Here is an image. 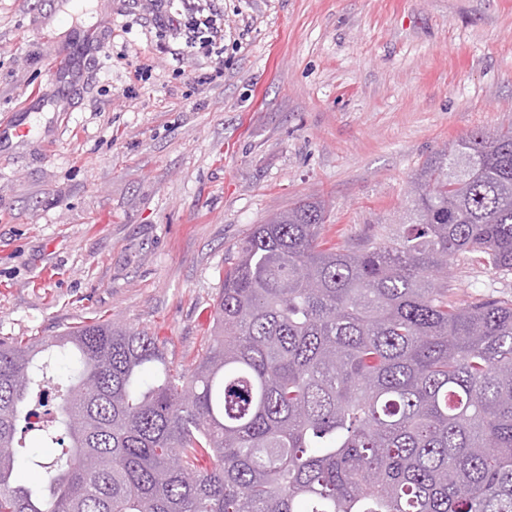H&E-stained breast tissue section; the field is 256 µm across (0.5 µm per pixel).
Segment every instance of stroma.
Listing matches in <instances>:
<instances>
[{"mask_svg":"<svg viewBox=\"0 0 512 512\" xmlns=\"http://www.w3.org/2000/svg\"><path fill=\"white\" fill-rule=\"evenodd\" d=\"M224 76L153 51L151 0H0V341L102 317L190 369L227 258L325 201L328 243L401 224L446 144L512 122V0H213ZM56 42L76 43L64 85ZM151 68L133 81L136 66ZM453 301L512 300L473 255Z\"/></svg>","mask_w":512,"mask_h":512,"instance_id":"stroma-1","label":"stroma"}]
</instances>
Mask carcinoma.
Instances as JSON below:
<instances>
[{
  "mask_svg": "<svg viewBox=\"0 0 512 512\" xmlns=\"http://www.w3.org/2000/svg\"><path fill=\"white\" fill-rule=\"evenodd\" d=\"M411 212L354 244L317 198L256 225L187 372L110 319L0 343V512H512V303L440 279L512 271V125L438 152ZM450 296L458 304L482 299L512 300V273L493 270L476 255L458 257L448 268Z\"/></svg>",
  "mask_w": 512,
  "mask_h": 512,
  "instance_id": "obj_1",
  "label": "carcinoma"
}]
</instances>
